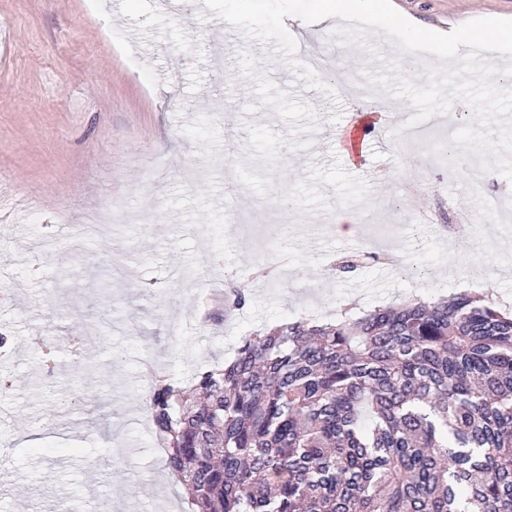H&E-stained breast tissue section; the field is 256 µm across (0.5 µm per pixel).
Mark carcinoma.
Masks as SVG:
<instances>
[{"mask_svg": "<svg viewBox=\"0 0 512 512\" xmlns=\"http://www.w3.org/2000/svg\"><path fill=\"white\" fill-rule=\"evenodd\" d=\"M146 406L195 512H512V313L470 291L267 328Z\"/></svg>", "mask_w": 512, "mask_h": 512, "instance_id": "cac0c4a2", "label": "carcinoma"}]
</instances>
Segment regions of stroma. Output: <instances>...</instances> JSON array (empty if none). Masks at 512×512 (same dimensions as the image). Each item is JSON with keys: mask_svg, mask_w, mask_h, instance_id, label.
<instances>
[{"mask_svg": "<svg viewBox=\"0 0 512 512\" xmlns=\"http://www.w3.org/2000/svg\"><path fill=\"white\" fill-rule=\"evenodd\" d=\"M396 2L437 30L512 18V0ZM284 23L337 76L393 62L426 82L432 55L378 35L342 45L330 23ZM238 36L202 0H0V293L10 296L0 303V512H192L146 409L152 379L193 386L253 331L463 289L512 309V231L484 207L492 194L512 201V182L490 172L472 183L477 157L465 149L450 164L429 152L460 127L463 99L413 152L395 153L396 122L373 100L411 116L410 101L376 86L337 108L274 44L244 48ZM218 44L247 50L250 64L213 66ZM230 93L241 110L225 112ZM369 112L372 132L349 147ZM186 168L195 181H183ZM414 168L426 182L416 194L404 189ZM457 204L474 217L462 239L447 228ZM342 210L357 220L354 241L334 232ZM93 212L111 224L71 251ZM352 244L391 260L337 274ZM265 266L276 282L255 278ZM230 280L249 302L228 315L217 300ZM37 335L62 347L54 372Z\"/></svg>", "mask_w": 512, "mask_h": 512, "instance_id": "1", "label": "stroma"}]
</instances>
